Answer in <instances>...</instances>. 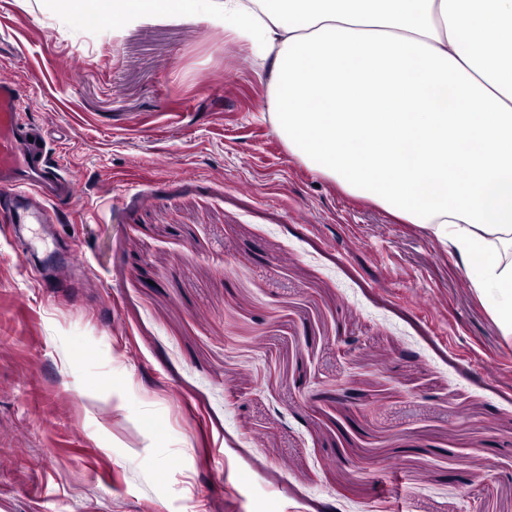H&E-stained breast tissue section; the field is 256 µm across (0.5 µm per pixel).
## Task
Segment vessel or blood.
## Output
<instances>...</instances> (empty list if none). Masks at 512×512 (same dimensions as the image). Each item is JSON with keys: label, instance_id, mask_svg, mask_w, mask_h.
Instances as JSON below:
<instances>
[{"label": "vessel or blood", "instance_id": "obj_1", "mask_svg": "<svg viewBox=\"0 0 512 512\" xmlns=\"http://www.w3.org/2000/svg\"><path fill=\"white\" fill-rule=\"evenodd\" d=\"M23 96L12 78L0 77V191L16 198L7 229L19 239L27 225L44 223L49 205L72 195L71 179L52 159L42 130L19 120Z\"/></svg>", "mask_w": 512, "mask_h": 512}]
</instances>
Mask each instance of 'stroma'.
<instances>
[{"mask_svg":"<svg viewBox=\"0 0 512 512\" xmlns=\"http://www.w3.org/2000/svg\"><path fill=\"white\" fill-rule=\"evenodd\" d=\"M73 182L0 236V512H512V338L427 230L310 171L201 19L0 0Z\"/></svg>","mask_w":512,"mask_h":512,"instance_id":"1","label":"stroma"}]
</instances>
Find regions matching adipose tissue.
I'll return each instance as SVG.
<instances>
[{
  "label": "adipose tissue",
  "mask_w": 512,
  "mask_h": 512,
  "mask_svg": "<svg viewBox=\"0 0 512 512\" xmlns=\"http://www.w3.org/2000/svg\"><path fill=\"white\" fill-rule=\"evenodd\" d=\"M196 15L270 62V120L309 168L448 244L512 334V0H102ZM479 109H472V102Z\"/></svg>",
  "instance_id": "1"
}]
</instances>
